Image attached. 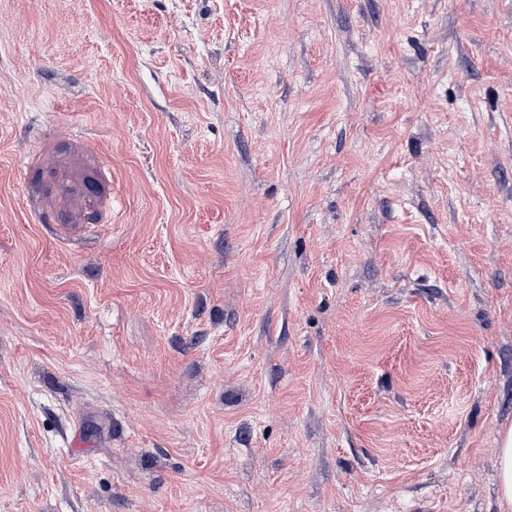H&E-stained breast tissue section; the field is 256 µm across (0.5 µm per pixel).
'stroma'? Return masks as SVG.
Listing matches in <instances>:
<instances>
[{"label":"stroma","mask_w":512,"mask_h":512,"mask_svg":"<svg viewBox=\"0 0 512 512\" xmlns=\"http://www.w3.org/2000/svg\"><path fill=\"white\" fill-rule=\"evenodd\" d=\"M512 0H0V512H499Z\"/></svg>","instance_id":"1"}]
</instances>
